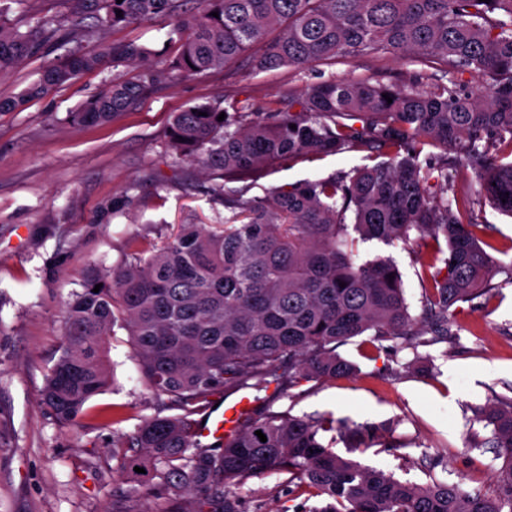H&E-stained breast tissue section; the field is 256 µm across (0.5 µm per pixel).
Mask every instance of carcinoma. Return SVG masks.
I'll return each mask as SVG.
<instances>
[{"label": "carcinoma", "instance_id": "cac0c4a2", "mask_svg": "<svg viewBox=\"0 0 512 512\" xmlns=\"http://www.w3.org/2000/svg\"><path fill=\"white\" fill-rule=\"evenodd\" d=\"M18 2L0 0L1 75L67 30L170 21L167 41L178 52L161 68L153 51L136 43L72 53L43 67L20 95L0 100V111L18 110L82 72L107 64L140 68L138 81L115 75L71 113L78 125L112 121L163 76L191 78L252 49L259 51L252 59L259 71L388 55L489 78L476 96L461 94L454 83L427 93L369 79L324 81L304 91L302 111L246 125L217 104L175 113L172 150L226 177L346 150L375 149L388 160L262 198H226L224 223L180 224L150 255L133 250L119 268L90 277L66 304L62 352L40 403L62 426L80 423L86 404L109 384L106 345L119 322L148 385L183 410L144 421L119 445L129 501L153 493L138 479V466L161 478L168 506L159 512H239L234 489L267 471L287 474L298 480L296 489L328 500L318 512H512V400L475 411L504 458L494 498L461 481L419 485L366 469L324 441L336 425L323 418L253 413L218 450L197 441L194 419L201 404L227 390L351 376L355 366L336 348L368 331L377 339L427 344L408 313L394 261L354 263L359 239L391 244L413 230L429 234L421 281L438 336L451 335L450 307L490 288L494 260L484 226L469 200L447 193L457 173L469 169L481 195L512 217V0H193L192 12L184 9L188 0H68V14L39 18L25 32L8 18ZM429 147L456 148L460 156L451 165L446 156L425 162Z\"/></svg>", "mask_w": 512, "mask_h": 512}]
</instances>
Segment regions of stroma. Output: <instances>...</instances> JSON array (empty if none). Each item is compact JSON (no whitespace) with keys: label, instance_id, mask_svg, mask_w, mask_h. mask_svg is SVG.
Wrapping results in <instances>:
<instances>
[{"label":"stroma","instance_id":"stroma-1","mask_svg":"<svg viewBox=\"0 0 512 512\" xmlns=\"http://www.w3.org/2000/svg\"><path fill=\"white\" fill-rule=\"evenodd\" d=\"M166 32L165 21L151 20L52 42L0 77V99L20 94L43 66L75 49L93 54L105 44L133 41L157 58L173 56L177 47ZM116 73L133 80L138 70L87 71L23 109L0 112V512H121L126 483L116 445L146 419L178 413L168 397L151 390L121 328L107 350L110 383L88 402L79 426L62 427L40 405L60 354L65 306L89 276L121 266L133 249L160 246L179 224L223 223L225 197H263L380 159L375 151L299 156L228 180L169 149L175 112L207 102L243 109L247 122L298 112L307 86L327 80L373 78L423 91L452 80L463 94L488 82L480 73L451 77L386 56L265 71L243 56L187 80L156 82L112 122L72 125L68 112ZM478 190L471 173L454 186L496 247L494 288L449 309L451 336L414 348L365 333L338 349L354 363L352 376L306 378L280 393L252 391L255 410L332 417L355 433L338 438L335 451L362 466L420 484L460 480L498 496L503 461L489 444L491 430L474 422L473 411L497 397L512 399V217ZM428 241L414 232L405 242L358 243L353 255L357 263L391 258L408 312L419 320L426 317L419 258ZM236 495L240 512H309L322 503L272 471L247 479Z\"/></svg>","mask_w":512,"mask_h":512}]
</instances>
